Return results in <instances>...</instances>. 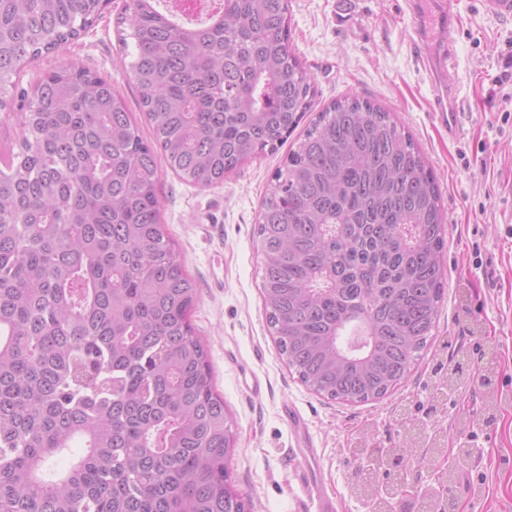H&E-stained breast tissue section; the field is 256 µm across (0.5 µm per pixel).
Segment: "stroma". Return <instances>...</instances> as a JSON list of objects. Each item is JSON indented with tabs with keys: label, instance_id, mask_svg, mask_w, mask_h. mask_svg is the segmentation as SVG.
<instances>
[{
	"label": "stroma",
	"instance_id": "35a3bbf8",
	"mask_svg": "<svg viewBox=\"0 0 512 512\" xmlns=\"http://www.w3.org/2000/svg\"><path fill=\"white\" fill-rule=\"evenodd\" d=\"M125 0H111L97 22L59 51L20 73L11 108L0 111V153L14 146L21 94L47 70L76 62L107 76L142 135L151 127L123 66L117 21ZM454 46L459 107L457 135L431 113L432 93L418 63L415 21L403 0H291L290 44L315 83L314 109L349 97L374 102L409 132L433 168L446 213L445 294L432 338L408 377L381 399L350 405L301 384L279 355L261 295L257 235L261 204L288 157V146L264 151L202 188L162 167L160 222L179 250L199 298L190 320L209 351L215 391L233 421L226 466L251 512H314L303 492L307 471L337 500L338 512H373L356 491L366 461L360 447L405 445L404 420L424 436L440 435L445 451L419 445L401 470L378 471L381 485L408 481L396 512L419 501L450 500L455 512H512V106L496 88L512 48V20L483 16L478 0H460ZM462 365L494 368L491 388L461 385L434 398V372ZM306 422L314 461L294 454L297 438L283 405Z\"/></svg>",
	"mask_w": 512,
	"mask_h": 512
}]
</instances>
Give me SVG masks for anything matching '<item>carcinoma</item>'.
Returning a JSON list of instances; mask_svg holds the SVG:
<instances>
[{
    "mask_svg": "<svg viewBox=\"0 0 512 512\" xmlns=\"http://www.w3.org/2000/svg\"><path fill=\"white\" fill-rule=\"evenodd\" d=\"M126 0L119 24L147 141L109 79L35 83L0 167V512H248L232 436L189 321L197 288L160 224V160L202 187L284 143L316 89L290 0H211L179 21ZM102 0H0V110L26 65ZM433 170L390 113L332 103L263 203L262 290L280 355L311 390L380 399L427 348L444 295ZM371 336L350 355L347 337Z\"/></svg>",
    "mask_w": 512,
    "mask_h": 512,
    "instance_id": "carcinoma-1",
    "label": "carcinoma"
}]
</instances>
